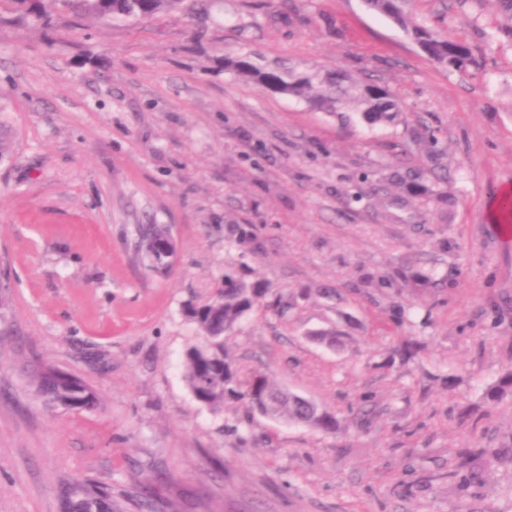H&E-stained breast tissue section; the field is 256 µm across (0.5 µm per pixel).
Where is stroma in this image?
Returning a JSON list of instances; mask_svg holds the SVG:
<instances>
[{
    "instance_id": "obj_1",
    "label": "stroma",
    "mask_w": 512,
    "mask_h": 512,
    "mask_svg": "<svg viewBox=\"0 0 512 512\" xmlns=\"http://www.w3.org/2000/svg\"><path fill=\"white\" fill-rule=\"evenodd\" d=\"M410 9L484 67L434 64L362 0H211L131 25L0 0V512H60L76 480L124 512L151 484L155 512H512V396L484 399L512 370V235L488 216L512 187V48L492 0ZM243 54L379 80L404 118L263 91L225 70ZM422 169L447 174L438 194L408 192ZM140 224L170 229L169 274L137 257ZM230 267L269 290L226 342L241 375L335 431L191 394L186 306ZM44 364L99 406L45 405Z\"/></svg>"
}]
</instances>
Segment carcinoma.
I'll use <instances>...</instances> for the list:
<instances>
[{"label":"carcinoma","instance_id":"cac0c4a2","mask_svg":"<svg viewBox=\"0 0 512 512\" xmlns=\"http://www.w3.org/2000/svg\"><path fill=\"white\" fill-rule=\"evenodd\" d=\"M183 0H35L41 18H50L48 9L57 4L78 14L108 18L118 23L152 19L174 9ZM408 0H365L367 7L392 19L407 36L423 42V53L450 71L466 73L479 68L478 59L467 42L453 30L437 31L419 22L407 11ZM495 33L512 43V0H495ZM224 67L265 90L314 102L326 112H355L370 126L398 122L403 112L399 98L373 80L358 81L338 70L321 77L315 72L297 70L284 61L261 63L251 56L224 59ZM267 288L260 281H249L238 272L224 273L219 296L201 306L188 307L203 342L190 347L183 359V377L194 398L217 409L226 403L246 402L254 411L268 407L282 419L311 425L322 431L335 428V418L311 400L288 392L262 374L246 381L225 349L226 340L238 324L262 304ZM37 394L46 404L67 410H92L98 404L93 389L78 376L50 367L34 375ZM512 396V372L486 390V399L498 402ZM62 512H121L112 489L91 482H72L61 494Z\"/></svg>","mask_w":512,"mask_h":512}]
</instances>
